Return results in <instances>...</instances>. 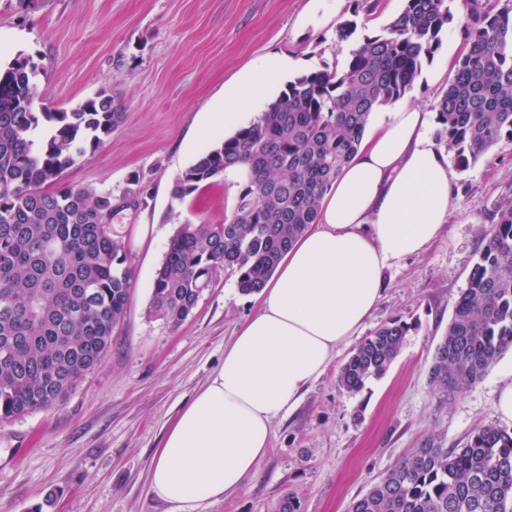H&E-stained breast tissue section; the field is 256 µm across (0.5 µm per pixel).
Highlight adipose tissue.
I'll return each mask as SVG.
<instances>
[{
  "label": "adipose tissue",
  "mask_w": 512,
  "mask_h": 512,
  "mask_svg": "<svg viewBox=\"0 0 512 512\" xmlns=\"http://www.w3.org/2000/svg\"><path fill=\"white\" fill-rule=\"evenodd\" d=\"M428 125L424 108L403 105L369 128L318 223L285 254L223 364L169 427L149 473L157 498L180 508L243 488L269 451L274 419L371 315L386 269L437 237L453 185Z\"/></svg>",
  "instance_id": "obj_1"
}]
</instances>
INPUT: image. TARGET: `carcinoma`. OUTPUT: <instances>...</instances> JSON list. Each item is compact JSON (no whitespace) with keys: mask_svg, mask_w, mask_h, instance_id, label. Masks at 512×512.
I'll return each instance as SVG.
<instances>
[{"mask_svg":"<svg viewBox=\"0 0 512 512\" xmlns=\"http://www.w3.org/2000/svg\"><path fill=\"white\" fill-rule=\"evenodd\" d=\"M452 0H405L383 33L366 36L340 71L296 77L247 125L201 152L173 182L183 199L235 169L239 193L222 224H181L153 277L149 313L183 324L219 269L258 292L353 159L370 116L410 90L452 20ZM463 0L471 23L447 90L434 103L437 138L463 172L512 140V0ZM36 66L0 67V424L63 401L99 367L132 286L124 244L102 219L112 192L73 187L63 171L112 134L123 113L107 90L69 112L38 111ZM410 326L382 325L340 369L356 394L383 376ZM512 348V199L498 204L448 328L429 366L450 395L482 379ZM512 432L484 425L461 448L436 435L385 471L348 512H506Z\"/></svg>","mask_w":512,"mask_h":512,"instance_id":"1","label":"carcinoma"}]
</instances>
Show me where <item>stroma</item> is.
Instances as JSON below:
<instances>
[{
	"label": "stroma",
	"instance_id": "obj_1",
	"mask_svg": "<svg viewBox=\"0 0 512 512\" xmlns=\"http://www.w3.org/2000/svg\"><path fill=\"white\" fill-rule=\"evenodd\" d=\"M403 7L404 0H381L373 12L365 0H0V63L29 56L50 111L72 110L104 89L123 112L101 145L68 166L63 183L116 197L134 179L145 187L141 203L112 218L134 280L103 364L51 409L0 426V512H29L52 491L58 497L51 512H174L149 491L155 452L257 302L239 292L231 271L220 270L179 328L149 316L153 274L175 230L187 220L223 223L239 191L229 175L179 201L172 183L289 81L343 68L355 43L338 39L341 21L355 20L358 35H373ZM452 11L439 49L403 103L428 110L447 89L469 21L461 0ZM271 53L287 57L288 68L257 101L225 98L226 85ZM217 112L234 113L235 123L195 137ZM451 177L447 222L426 251L386 270L382 298L360 331L365 337L394 319L410 323L389 370L348 393L337 382L351 353L343 348L299 406L274 419L271 450L244 488L202 512H273L289 494L303 512H348L429 434L460 448L476 429L497 423L496 370L444 400L430 386L428 369L493 212L512 197V142L498 143ZM140 224L151 227L141 242L134 235Z\"/></svg>",
	"mask_w": 512,
	"mask_h": 512
}]
</instances>
